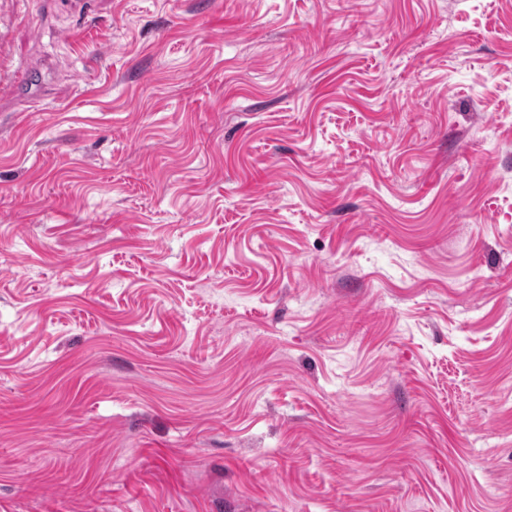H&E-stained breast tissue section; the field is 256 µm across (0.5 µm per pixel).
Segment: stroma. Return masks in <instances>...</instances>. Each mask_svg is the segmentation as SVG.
Listing matches in <instances>:
<instances>
[{"label":"stroma","mask_w":512,"mask_h":512,"mask_svg":"<svg viewBox=\"0 0 512 512\" xmlns=\"http://www.w3.org/2000/svg\"><path fill=\"white\" fill-rule=\"evenodd\" d=\"M0 512H512V0H0Z\"/></svg>","instance_id":"1"}]
</instances>
